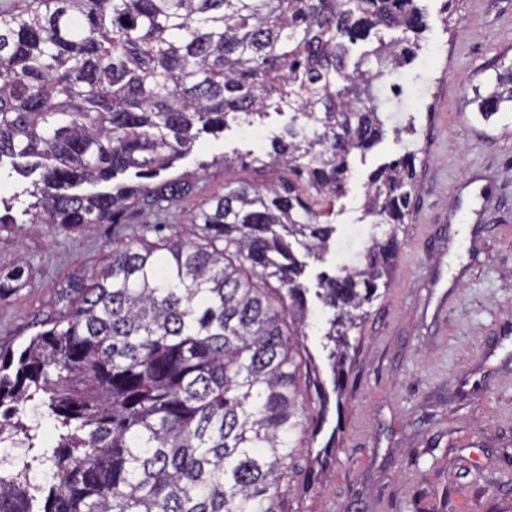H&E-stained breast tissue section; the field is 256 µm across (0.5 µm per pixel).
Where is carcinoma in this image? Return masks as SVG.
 Masks as SVG:
<instances>
[{
	"label": "carcinoma",
	"mask_w": 512,
	"mask_h": 512,
	"mask_svg": "<svg viewBox=\"0 0 512 512\" xmlns=\"http://www.w3.org/2000/svg\"><path fill=\"white\" fill-rule=\"evenodd\" d=\"M423 27L418 0H0V174L30 179L0 198V224L90 230L133 206L155 219L68 285L64 318L17 353L0 348V445L35 451L0 469V512H287L281 483L319 422L300 373L327 399L292 349L307 317L293 245L323 259L335 227L322 204L384 135L373 85L389 69L349 64V45L400 31L378 50L398 68ZM474 102L486 120L512 112V65ZM284 106L291 123L253 162L288 179L224 185L184 239L171 208L195 186L161 174L202 136ZM416 160L408 150L370 176L376 224L404 223ZM398 249L394 232L375 238L358 264L319 277L337 393L356 312ZM24 273L0 270V295ZM36 399L50 446L26 420ZM35 466L48 487L31 483Z\"/></svg>",
	"instance_id": "cac0c4a2"
}]
</instances>
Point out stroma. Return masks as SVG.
<instances>
[{
  "label": "stroma",
  "instance_id": "obj_1",
  "mask_svg": "<svg viewBox=\"0 0 512 512\" xmlns=\"http://www.w3.org/2000/svg\"><path fill=\"white\" fill-rule=\"evenodd\" d=\"M426 28L412 61L377 85L383 140L350 158L347 192L333 199L336 244L308 260L317 286L345 251L362 249L374 222L365 185L381 164L418 153L411 207L389 275L350 332L349 375L314 449L288 473V512H512V112L484 120L473 102L512 63V0H423ZM269 112L195 143L172 171L197 192L177 201L184 219L225 184L278 182L276 168L242 164L287 127ZM93 231L0 224V268L27 264L21 288L0 295V347L62 314V289L102 265L114 239L141 220ZM334 435L330 461L317 446ZM319 470L306 485L308 469Z\"/></svg>",
  "mask_w": 512,
  "mask_h": 512
}]
</instances>
